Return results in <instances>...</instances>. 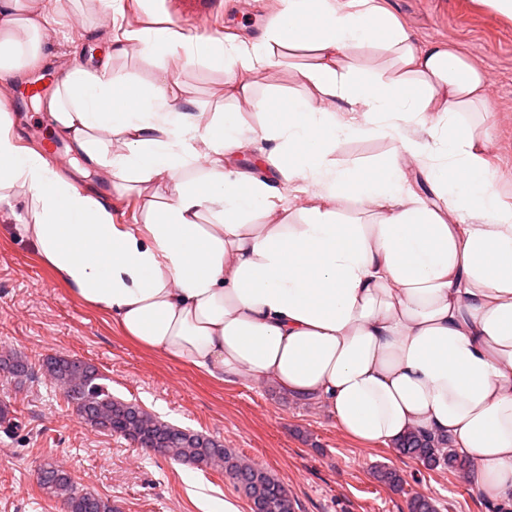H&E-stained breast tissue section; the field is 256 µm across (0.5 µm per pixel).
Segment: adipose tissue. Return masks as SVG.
Masks as SVG:
<instances>
[{
  "label": "adipose tissue",
  "instance_id": "obj_1",
  "mask_svg": "<svg viewBox=\"0 0 512 512\" xmlns=\"http://www.w3.org/2000/svg\"><path fill=\"white\" fill-rule=\"evenodd\" d=\"M44 4L0 0L1 79L48 65ZM275 4L272 32L250 44L163 17L116 37L148 58L180 51L225 72L232 97L275 65L273 46L311 51L304 93L261 100L258 127L232 107L191 111L173 76L133 79L108 53L93 69L72 62L35 100L87 167L143 197L140 223H113L109 204L22 146L2 111L0 212L75 298L147 350L318 402L369 447L410 432L447 440L472 488L512 505V205L462 121L488 111L485 77L445 45H418L375 0ZM365 48L389 52L392 72L354 68ZM429 112L443 124L437 143L337 161L341 140L394 138ZM257 140L271 143L264 160L283 185L314 190L296 217L267 178L225 171ZM412 171L438 205L413 189ZM345 200L368 223L343 221Z\"/></svg>",
  "mask_w": 512,
  "mask_h": 512
}]
</instances>
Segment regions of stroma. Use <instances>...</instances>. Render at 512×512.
<instances>
[{
	"instance_id": "obj_1",
	"label": "stroma",
	"mask_w": 512,
	"mask_h": 512,
	"mask_svg": "<svg viewBox=\"0 0 512 512\" xmlns=\"http://www.w3.org/2000/svg\"><path fill=\"white\" fill-rule=\"evenodd\" d=\"M379 2L417 43L445 44L486 74L488 159L497 174L496 189L512 204V18L485 0ZM273 13V0H221L202 31L211 38L234 34L258 40L268 32ZM110 24L107 0H47L45 25L55 35L44 49L61 64L76 57L96 66L109 48ZM276 56L278 67L238 102L247 125H258V103L269 92L300 90L298 70L312 60L303 50H280ZM112 65L139 80L172 72L181 95L206 112L214 111L224 95V72L185 64L179 55L147 59L133 51L114 56ZM40 78L37 72L22 74L5 98L23 144L36 150L54 135L46 114L19 101L18 90ZM395 147L388 138H351L339 145L336 157L377 162ZM78 184L111 203L114 223L138 222V198L115 192L100 172L90 171ZM1 348L20 351L34 368L53 354L94 365L114 396L163 421L213 436L271 471L297 500L298 512H409L408 500L416 494L435 500L438 512H498L466 483L462 468L430 470L394 449L363 446L341 433L321 405L294 402L246 376L222 383L144 350L72 296L5 214H0ZM0 403L8 404L19 422L9 433L0 428V512H64L62 503L46 498L37 485L36 469L47 458L66 461L78 486L111 500L113 512H224L228 502L239 512H251L228 478L86 427L43 375L20 383L0 372ZM382 467L399 472L402 489L376 479Z\"/></svg>"
}]
</instances>
